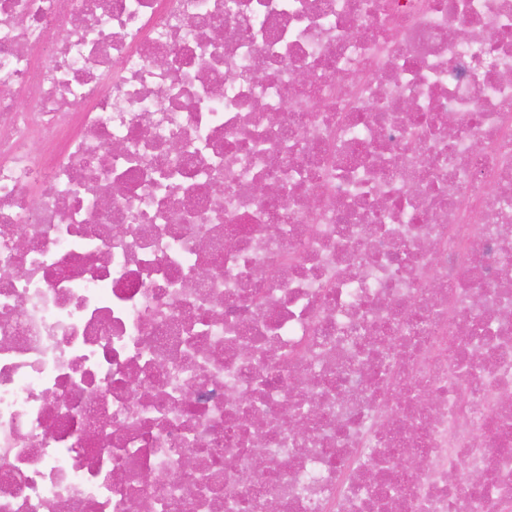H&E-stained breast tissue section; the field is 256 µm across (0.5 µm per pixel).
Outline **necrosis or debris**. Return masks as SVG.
I'll list each match as a JSON object with an SVG mask.
<instances>
[{
    "label": "necrosis or debris",
    "mask_w": 512,
    "mask_h": 512,
    "mask_svg": "<svg viewBox=\"0 0 512 512\" xmlns=\"http://www.w3.org/2000/svg\"><path fill=\"white\" fill-rule=\"evenodd\" d=\"M508 269L512 0H0V512H512Z\"/></svg>",
    "instance_id": "1"
}]
</instances>
